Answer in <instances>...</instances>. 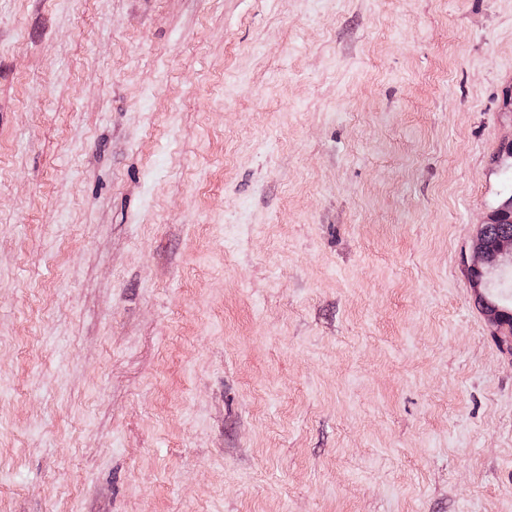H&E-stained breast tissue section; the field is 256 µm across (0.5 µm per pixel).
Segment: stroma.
I'll list each match as a JSON object with an SVG mask.
<instances>
[{
	"label": "stroma",
	"instance_id": "1",
	"mask_svg": "<svg viewBox=\"0 0 512 512\" xmlns=\"http://www.w3.org/2000/svg\"><path fill=\"white\" fill-rule=\"evenodd\" d=\"M512 0H0V512H512ZM485 225L481 224L473 248L470 275L475 282L482 277L485 267L496 265L504 255H509L512 260V234L487 237L484 234Z\"/></svg>",
	"mask_w": 512,
	"mask_h": 512
}]
</instances>
